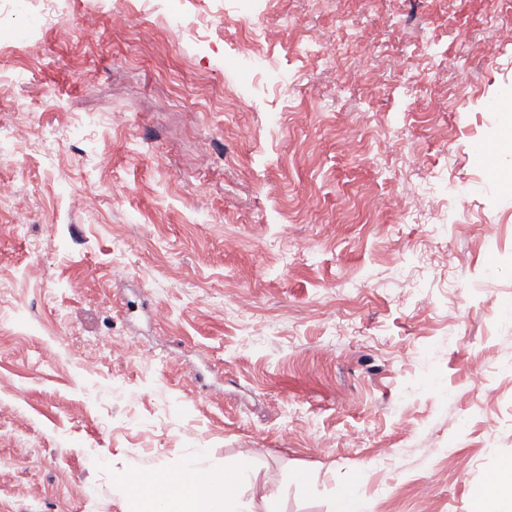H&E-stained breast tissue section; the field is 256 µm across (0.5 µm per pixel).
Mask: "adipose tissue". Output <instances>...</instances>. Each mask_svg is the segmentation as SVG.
I'll list each match as a JSON object with an SVG mask.
<instances>
[{"instance_id":"obj_1","label":"adipose tissue","mask_w":512,"mask_h":512,"mask_svg":"<svg viewBox=\"0 0 512 512\" xmlns=\"http://www.w3.org/2000/svg\"><path fill=\"white\" fill-rule=\"evenodd\" d=\"M201 469L192 462L168 471L165 483L155 476L121 475L117 482L130 497L134 512H241L236 486L243 473L225 478L216 473L213 487L200 486ZM472 512H512V460L502 463L493 480L471 506Z\"/></svg>"}]
</instances>
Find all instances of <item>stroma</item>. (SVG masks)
Returning <instances> with one entry per match:
<instances>
[{
    "instance_id": "1",
    "label": "stroma",
    "mask_w": 512,
    "mask_h": 512,
    "mask_svg": "<svg viewBox=\"0 0 512 512\" xmlns=\"http://www.w3.org/2000/svg\"><path fill=\"white\" fill-rule=\"evenodd\" d=\"M114 2L0 12V512H132L117 475L187 461L249 462L247 512H468L512 459V194L472 152L512 0Z\"/></svg>"
}]
</instances>
